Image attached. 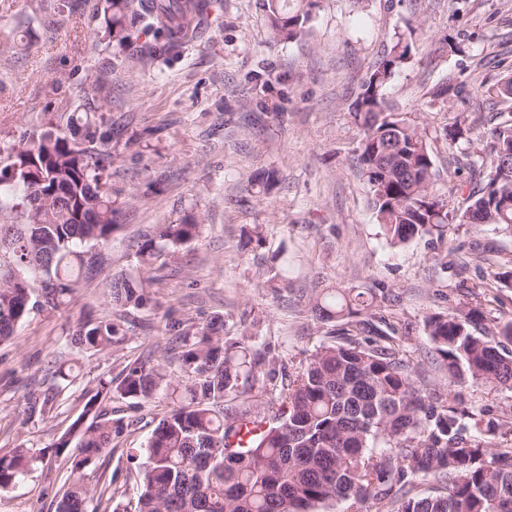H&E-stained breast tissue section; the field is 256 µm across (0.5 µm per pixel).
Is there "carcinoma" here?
Masks as SVG:
<instances>
[{"instance_id":"cac0c4a2","label":"carcinoma","mask_w":512,"mask_h":512,"mask_svg":"<svg viewBox=\"0 0 512 512\" xmlns=\"http://www.w3.org/2000/svg\"><path fill=\"white\" fill-rule=\"evenodd\" d=\"M263 0L271 33L293 39L310 22L317 0ZM221 0H108L104 33L120 46L155 29L162 42L148 57L177 48L199 33ZM414 31L396 36L362 82L350 116L359 128L358 163L386 242L397 247L416 237L441 239L451 224H495L512 230V111L458 119L444 128L450 149L467 158L475 184L436 189L434 158L419 124L395 112L385 97L394 75L416 50ZM112 137L98 134L90 116L69 132L46 131L15 147L0 168V343L13 339L34 312L69 302L79 279L102 268V249L121 228V205L103 175ZM279 173L268 169L249 186L268 189ZM192 215L178 224H155L138 242L145 273L163 255L198 239ZM149 276H121L110 284L116 311L81 323L70 344L86 353L123 343L127 309L152 302ZM374 291L323 288L310 311L329 337L288 366L255 336L225 337L224 316L188 321L179 333V373L167 362L135 363L121 378L101 377L82 411L52 447L68 464L72 482L56 512H87L89 499L112 504L108 486L84 482L85 471L129 427L106 403L128 398L131 407L164 390L176 404L163 415L141 458V492L134 512H512V410L465 405L463 389L487 382L512 389V320L490 318L479 306L434 314L425 334L447 370L450 388L429 387L420 367L391 339L380 343L369 317ZM276 394L277 405L224 403L246 388ZM45 460L18 445L0 455V492L13 490ZM433 480L439 489L413 493Z\"/></svg>"}]
</instances>
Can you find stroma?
Instances as JSON below:
<instances>
[{"mask_svg": "<svg viewBox=\"0 0 512 512\" xmlns=\"http://www.w3.org/2000/svg\"><path fill=\"white\" fill-rule=\"evenodd\" d=\"M104 8V0H0V160L48 127L65 129L68 116L88 113L112 134L107 185L124 201L104 270L83 276L68 305L32 314L0 345V455L19 444L51 447L99 377L161 359L174 321L220 314L228 337L248 328L284 359L299 360L326 334L309 312L316 288L386 285L391 295L376 300V311L408 327L401 341L408 358L432 387L447 389L424 321L476 304L489 317L511 319L512 288L490 287L485 275L512 261V234L492 224L452 225L461 249L444 266L430 238L387 244L357 163L350 105L394 35L414 31L422 46L395 74L388 97L401 116L424 124L440 191L469 181L443 130L456 115L488 112L512 74V0H319L291 41L273 37L261 0H223L200 38L151 61L139 55L152 36L124 50L100 41ZM448 36L460 53L440 51ZM441 83L463 87L464 100L432 101ZM268 168L279 170L280 184L265 193L249 188L248 178ZM189 214L201 236L181 247L180 263L158 272L153 306L129 310L127 341L94 355L72 348L82 319L111 312V277L136 273L142 231ZM256 226L263 241L247 244ZM275 255L288 262L287 280L271 266ZM60 357L72 366V382L48 374ZM50 387L53 414L31 410L32 397ZM171 406L158 393L113 453L88 469L86 483H111L114 502L134 508L138 465L126 451L143 447ZM67 481L62 460L52 459L0 492V512H55Z\"/></svg>", "mask_w": 512, "mask_h": 512, "instance_id": "35a3bbf8", "label": "stroma"}]
</instances>
